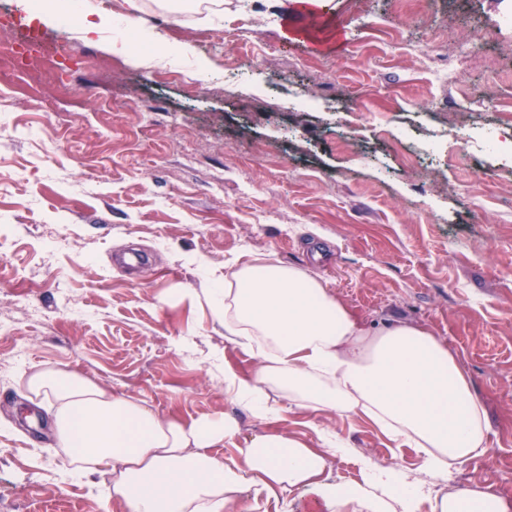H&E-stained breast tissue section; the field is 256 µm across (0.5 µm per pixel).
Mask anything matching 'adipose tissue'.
Segmentation results:
<instances>
[{
  "label": "adipose tissue",
  "mask_w": 512,
  "mask_h": 512,
  "mask_svg": "<svg viewBox=\"0 0 512 512\" xmlns=\"http://www.w3.org/2000/svg\"><path fill=\"white\" fill-rule=\"evenodd\" d=\"M205 295L224 328L225 345L254 364L224 367V393L268 431L235 454L236 420L159 414L146 400L112 393L75 371L44 367L26 375L25 400L45 403L63 481L108 466L98 485L104 505L121 512H254L251 496L285 497L300 489L324 512H512L503 497L473 484L450 487L448 473L489 452L485 403L448 345L424 327L393 320L366 326L311 273L257 259L244 263ZM281 391L302 411L358 415L422 458L425 480L403 466L364 458L361 481L326 473L328 457L349 443L317 429L319 447L278 429L287 410Z\"/></svg>",
  "instance_id": "obj_1"
}]
</instances>
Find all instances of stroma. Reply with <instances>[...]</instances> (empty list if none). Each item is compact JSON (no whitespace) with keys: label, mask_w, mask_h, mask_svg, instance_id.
Here are the masks:
<instances>
[{"label":"stroma","mask_w":512,"mask_h":512,"mask_svg":"<svg viewBox=\"0 0 512 512\" xmlns=\"http://www.w3.org/2000/svg\"><path fill=\"white\" fill-rule=\"evenodd\" d=\"M135 28L176 81L110 53L99 39L70 49L108 64L71 79L79 112L40 111L23 86L0 87V512H104L86 483H61L45 413L20 403L23 369L74 370L159 413L226 414L241 439L267 426L229 402L212 356L224 329L202 293L234 265L268 259L316 275L366 324L401 320L447 342L482 396L487 456L450 486L492 487L512 501V159L484 149L512 136V103L475 112L488 89L512 92V0H428L401 17L394 0H329L343 48L299 36L294 0L184 4L138 0ZM224 61V29L244 18ZM430 39L431 55L480 39L456 78L434 83L396 35ZM187 60H178L182 48ZM441 146L432 175L393 153ZM194 348H177L183 336ZM324 426L352 445L329 459L341 483L360 458L422 479L414 449L371 422L290 410L307 443Z\"/></svg>","instance_id":"stroma-1"}]
</instances>
